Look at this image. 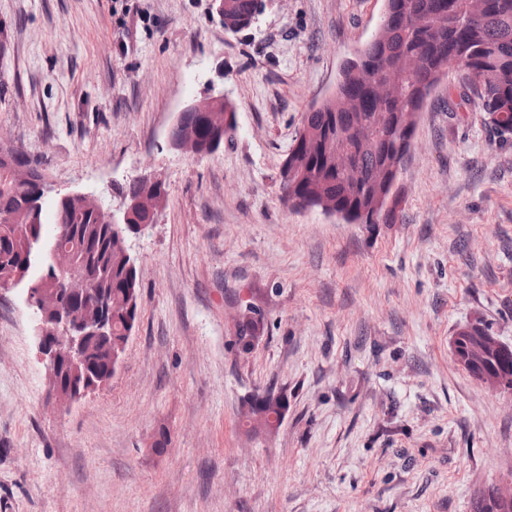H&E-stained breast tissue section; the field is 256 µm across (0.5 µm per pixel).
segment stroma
<instances>
[{"instance_id":"35a3bbf8","label":"stroma","mask_w":512,"mask_h":512,"mask_svg":"<svg viewBox=\"0 0 512 512\" xmlns=\"http://www.w3.org/2000/svg\"><path fill=\"white\" fill-rule=\"evenodd\" d=\"M384 0H266L226 32L214 0H0V140L43 198L158 174L132 236L139 318L111 381L52 398L24 288L0 289V512H471L512 478V396L454 359L473 323L512 344V140L448 70L421 112L391 224L284 202L304 112L336 89ZM223 94L212 155L173 147L180 110ZM255 304L250 351L236 319ZM288 400L273 434L243 402ZM164 450H157V440Z\"/></svg>"}]
</instances>
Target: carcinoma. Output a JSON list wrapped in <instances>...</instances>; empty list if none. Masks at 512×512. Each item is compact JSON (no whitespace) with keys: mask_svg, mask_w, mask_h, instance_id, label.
<instances>
[{"mask_svg":"<svg viewBox=\"0 0 512 512\" xmlns=\"http://www.w3.org/2000/svg\"><path fill=\"white\" fill-rule=\"evenodd\" d=\"M392 11L382 19L379 41L367 43L347 71L343 83L330 98L304 113L295 139L302 156L296 164L281 168L280 187L286 201L299 200L311 208L323 199L334 204L336 213L353 224H391L402 204L396 196L390 207L376 206L377 174L389 168L397 149L412 140L417 118L436 87L430 81L436 71L457 65L465 72L467 88L478 108L487 116L498 136H512V0H487L488 8L477 24L465 20L469 0H390ZM264 0H230L231 18L259 15ZM429 22L423 31L411 18ZM401 72L394 89L378 93L376 82L388 69ZM185 124L207 139L210 129H236V112L229 103L201 121L193 112ZM43 172L38 163L16 149L0 148V288L26 285L43 275L51 295H66L71 274L47 272L50 250L69 255L75 269L96 282V291L83 299L85 317L96 320L112 316V336H90L86 340L84 365L74 376L89 371L107 377L111 353L126 349L138 319L137 268L127 245L112 225L84 210L77 198H61L55 212L52 237L43 233L42 214L36 193ZM261 321L247 318L238 325V342L247 351L246 337L258 338ZM269 391L251 395L243 415L252 430H276L287 403L268 397ZM471 512H512V503L498 501L494 486L480 489Z\"/></svg>","mask_w":512,"mask_h":512,"instance_id":"cac0c4a2","label":"carcinoma"}]
</instances>
